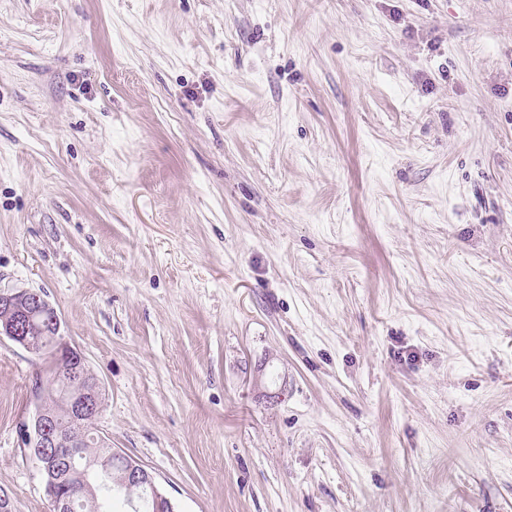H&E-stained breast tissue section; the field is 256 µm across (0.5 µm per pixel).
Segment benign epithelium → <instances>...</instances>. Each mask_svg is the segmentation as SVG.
I'll use <instances>...</instances> for the list:
<instances>
[{
	"label": "benign epithelium",
	"mask_w": 512,
	"mask_h": 512,
	"mask_svg": "<svg viewBox=\"0 0 512 512\" xmlns=\"http://www.w3.org/2000/svg\"><path fill=\"white\" fill-rule=\"evenodd\" d=\"M2 336L39 360L33 387L34 412L20 424L23 447L31 449L29 455L40 471H45L50 461L58 471H71L77 449L82 447L72 429L85 418L96 421L103 407L97 376L67 340L57 310L42 293L0 290ZM112 461L111 465L101 462L100 473L125 491L136 512L147 501L154 512H174L155 476L142 464L117 450L112 451ZM57 483V479L44 480L54 512H75L77 500L96 495L84 473L77 476L64 498L57 495Z\"/></svg>",
	"instance_id": "obj_1"
}]
</instances>
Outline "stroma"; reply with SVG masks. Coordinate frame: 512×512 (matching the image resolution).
<instances>
[{
  "mask_svg": "<svg viewBox=\"0 0 512 512\" xmlns=\"http://www.w3.org/2000/svg\"><path fill=\"white\" fill-rule=\"evenodd\" d=\"M0 289L175 512H512V0H0Z\"/></svg>",
  "mask_w": 512,
  "mask_h": 512,
  "instance_id": "stroma-1",
  "label": "stroma"
}]
</instances>
